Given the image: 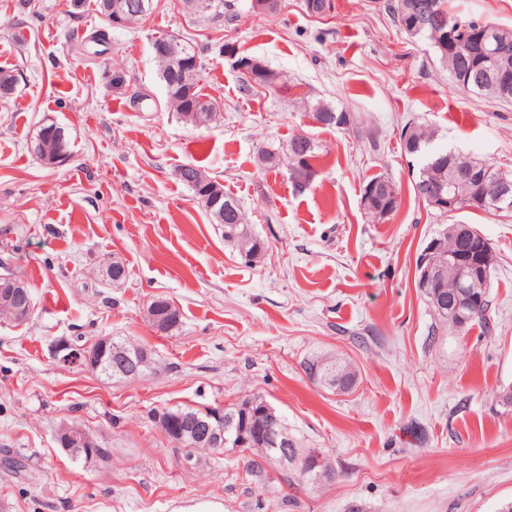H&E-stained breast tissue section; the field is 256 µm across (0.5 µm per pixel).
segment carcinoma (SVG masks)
Masks as SVG:
<instances>
[{"label": "carcinoma", "instance_id": "1", "mask_svg": "<svg viewBox=\"0 0 512 512\" xmlns=\"http://www.w3.org/2000/svg\"><path fill=\"white\" fill-rule=\"evenodd\" d=\"M216 2L219 7H224V0H184L186 9L193 14H201L214 17L215 11L209 9L211 2ZM412 3L425 5L426 13L420 15L409 9ZM385 9L391 15L396 26L411 38H424L430 42L435 55L440 63L448 69V73L455 85L503 104H512V96L504 98L499 93L496 85L484 82L481 88L473 86V74L480 63L482 56L479 54L478 45L473 43L470 32L480 24L478 20L463 21L448 13L447 0H387ZM456 33V38L461 41L458 50L450 55L443 50L445 41L448 40V31ZM182 49L185 53L181 61L172 63L168 59L155 56L159 66L160 78L165 84L168 102L187 123L201 125L214 119L216 115L215 104L198 89V81L204 69L201 53L194 45L182 41ZM248 58L243 57L234 62L240 69V82L246 92L256 87L275 88L280 76L266 66L253 69L247 73L242 70ZM311 118L317 119L326 127L345 128L349 126L351 116L344 110L335 109L329 105L317 103L312 106ZM38 134L42 136L44 146L52 153L69 154V139L64 127L51 120H46L40 127ZM404 152L410 156H419L422 165L414 179L413 191L417 198L421 199L436 211L440 216L448 215V211L436 206L434 200L440 192H448V181L455 174H460L454 192L461 198L459 208L479 209L491 212L493 208L480 203L483 197L491 198L498 190V182L512 184V174L499 170L495 164L482 160L470 159L460 156L448 150H435L429 148L431 135L410 123L406 124L400 134ZM289 158L292 161L291 177L299 186L310 183L317 175V164L320 161V153L314 141L305 134L292 136L288 143ZM492 170L493 178L479 179L480 173ZM180 178L192 191L195 199L209 214L212 223L224 228V240L236 246L240 256L249 264L260 262L267 250L265 242L247 230L244 217L237 200L224 193V187L219 182L211 179L205 172L194 165H185L180 168ZM364 211L373 223H378L390 216L400 205L401 199L395 182L387 176L376 175L364 186ZM222 196L216 206H211L213 196ZM491 282H486L480 292L484 296L483 308L464 326L459 327L448 318L438 312L431 300L433 314L439 323L457 332L469 330L475 324L487 323L486 313L489 307L488 288ZM162 306L164 315L160 330L167 332L178 326L181 322V313L177 307L164 298H156L148 307L150 315H155L153 307ZM112 350L125 351L133 358L140 361L137 376L143 377L153 370L152 356H144L147 349L128 344L126 342H112ZM322 368L318 375H313L312 366L315 362L306 364L305 370L308 377L318 383L330 387L348 390L356 381V371L349 364H338L325 359L319 360ZM276 413L281 427H286L284 417L276 412L265 398L260 395H248L241 400L226 405L201 407H180L168 409L166 413L175 418L181 428L189 430V426L198 419H203L210 414L221 416L224 424L236 428L247 424L254 437V444L243 448V451L252 455L248 460V466L259 473H266L262 463L271 464L277 458L279 449L271 448L264 439L270 424L266 411ZM292 447L288 449V470L280 471V478L288 484L293 483H320L334 477L331 462L327 461L321 467L311 468L306 465L310 449L303 447L297 437H292Z\"/></svg>", "mask_w": 512, "mask_h": 512}]
</instances>
